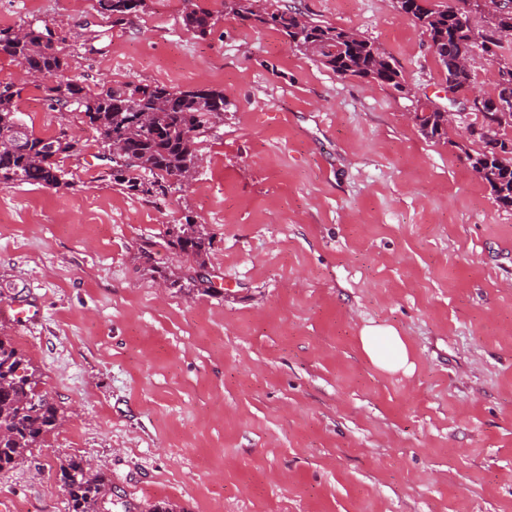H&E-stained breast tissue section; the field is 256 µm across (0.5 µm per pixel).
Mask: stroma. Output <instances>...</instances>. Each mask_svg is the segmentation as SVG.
Instances as JSON below:
<instances>
[{
	"mask_svg": "<svg viewBox=\"0 0 512 512\" xmlns=\"http://www.w3.org/2000/svg\"><path fill=\"white\" fill-rule=\"evenodd\" d=\"M194 2L219 15L203 38L184 0L121 27L96 0H0V26H48L92 89L227 103L191 178L131 196L78 114L24 86L27 124L82 148L59 158L64 185L0 183V335L65 412L0 471V501L68 512L54 466L76 455L111 478V512H512V208L412 118L416 98L448 101L426 35L395 0H284L380 45L411 98ZM188 220L213 238L208 294L166 282L188 267L167 231ZM366 325L406 337L412 374L369 361Z\"/></svg>",
	"mask_w": 512,
	"mask_h": 512,
	"instance_id": "35a3bbf8",
	"label": "stroma"
}]
</instances>
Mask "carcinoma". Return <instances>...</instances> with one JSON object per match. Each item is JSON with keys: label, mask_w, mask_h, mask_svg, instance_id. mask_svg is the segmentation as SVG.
Masks as SVG:
<instances>
[{"label": "carcinoma", "mask_w": 512, "mask_h": 512, "mask_svg": "<svg viewBox=\"0 0 512 512\" xmlns=\"http://www.w3.org/2000/svg\"><path fill=\"white\" fill-rule=\"evenodd\" d=\"M183 23L198 36L210 33L218 21L213 12L193 0H184ZM399 12L418 25L446 75L459 92L474 84L470 65L454 68L461 57L471 61L479 54L495 58V48L512 34V20L496 13L483 17L477 0H463L466 7L434 4L431 0H396ZM99 12L114 25H125L138 16L143 0H97ZM224 12L243 22L273 29L294 46L315 56L326 68L403 92L405 80L396 60L362 35L316 20L295 6L269 4L261 8L252 0H224ZM3 53L22 67L54 74L57 82L43 87L45 100L55 112H76L104 143L119 147L108 158L112 184L131 195H166L172 183L187 177L197 159L198 139L208 130L207 116L224 110V92L209 87L172 90L165 85L127 83L118 88L93 90L66 75L68 62L53 46L49 34L37 26H0ZM512 76V62L498 68L497 96H487L469 109L478 125V151L461 148L471 169L490 188L495 201L512 208V108L503 111L498 102L512 96L502 80ZM21 88L0 82V183L57 188L62 181L59 156L80 150L79 141L61 136L38 135L21 117L17 100ZM414 120L429 140H446L445 106L427 100L418 103ZM166 245L194 261L171 285L206 294L211 279L206 257L212 237L197 224L169 228ZM41 374L26 354L7 336H0V470L12 468L32 456L59 425L60 410L39 390ZM59 480L69 497L70 512H105L112 503L111 480L95 471L89 461L69 456L57 464Z\"/></svg>", "instance_id": "obj_1"}]
</instances>
